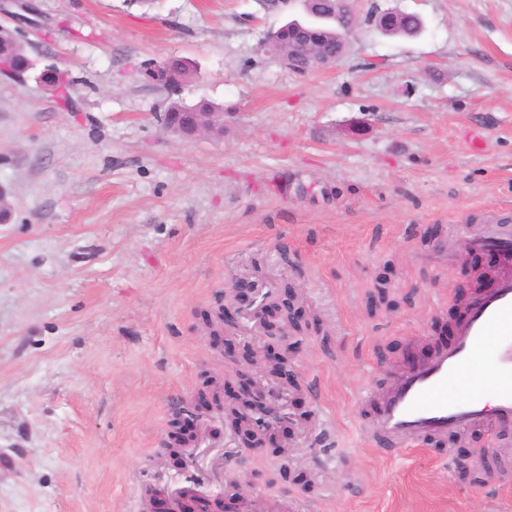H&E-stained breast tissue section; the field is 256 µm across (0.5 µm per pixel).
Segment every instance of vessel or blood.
I'll list each match as a JSON object with an SVG mask.
<instances>
[{"instance_id":"1","label":"vessel or blood","mask_w":512,"mask_h":512,"mask_svg":"<svg viewBox=\"0 0 512 512\" xmlns=\"http://www.w3.org/2000/svg\"><path fill=\"white\" fill-rule=\"evenodd\" d=\"M470 248L494 253V283L471 304L454 338L408 365L389 387L365 389L380 443L402 448L474 427H512V222L493 218L469 235Z\"/></svg>"}]
</instances>
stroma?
<instances>
[{
  "instance_id": "1",
  "label": "stroma",
  "mask_w": 512,
  "mask_h": 512,
  "mask_svg": "<svg viewBox=\"0 0 512 512\" xmlns=\"http://www.w3.org/2000/svg\"><path fill=\"white\" fill-rule=\"evenodd\" d=\"M0 14L74 106L0 78V512H154L190 491L242 512H512V428L375 444L361 392L449 340L470 268L458 225L512 220V0H351L329 67L299 73L267 35L301 0H33ZM417 15L391 36L377 14ZM194 70L168 94L145 70ZM224 109L223 136L168 129L171 99ZM293 293L295 373L236 311L237 278ZM283 416L248 448L223 405L241 380ZM203 418L166 450L175 408ZM484 464L462 470L464 458Z\"/></svg>"
}]
</instances>
